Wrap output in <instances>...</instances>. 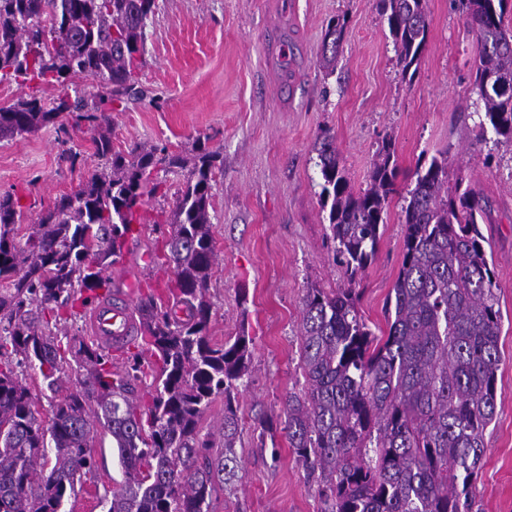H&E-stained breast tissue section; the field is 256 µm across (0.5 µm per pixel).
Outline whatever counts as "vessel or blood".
<instances>
[{
  "instance_id": "b4317fda",
  "label": "vessel or blood",
  "mask_w": 512,
  "mask_h": 512,
  "mask_svg": "<svg viewBox=\"0 0 512 512\" xmlns=\"http://www.w3.org/2000/svg\"><path fill=\"white\" fill-rule=\"evenodd\" d=\"M86 328L92 341L109 353L133 340L136 323L127 305L104 298L88 311Z\"/></svg>"
}]
</instances>
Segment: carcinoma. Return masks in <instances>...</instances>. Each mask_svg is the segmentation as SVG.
I'll use <instances>...</instances> for the list:
<instances>
[{
  "mask_svg": "<svg viewBox=\"0 0 512 512\" xmlns=\"http://www.w3.org/2000/svg\"><path fill=\"white\" fill-rule=\"evenodd\" d=\"M402 74L425 50L426 0H379ZM477 37L475 88L481 125L512 141V26L507 0H458ZM156 0H0V82L30 85L0 107V139L65 118L100 127V170L43 213L25 240L17 200L0 195V512H63L94 468L87 453L94 425L112 436L123 481L107 512H211L216 487L237 481L241 431L236 398L251 365L250 339L222 345L207 336L215 261L210 219L216 153L201 140L190 158L165 147L112 150L102 106L137 93L145 28ZM346 21L329 20L320 66L336 68ZM77 77L97 81L90 97L46 102L40 86ZM315 150L323 179L333 260L353 284L377 253L380 226L396 193L392 141L376 155L367 189L350 184L330 131ZM188 169L166 219L156 265L173 278L137 307L141 343L155 365L151 402L139 408L130 380L146 374L139 350L124 375L109 356L75 337L62 340L54 319L75 318L105 270L123 256L140 223L145 193L157 195L158 170ZM448 151L417 168L403 207V260L387 297V333L377 336L357 311L351 286L307 289L303 299L301 392L281 410L282 431L316 478L324 512H473V483L484 436L497 409L501 333L497 285L480 225L487 206L469 187L448 186ZM75 361L84 377L51 404L48 423L16 368L39 370L57 392ZM224 398L220 444L202 433V415ZM203 463H198L199 459Z\"/></svg>",
  "mask_w": 512,
  "mask_h": 512,
  "instance_id": "carcinoma-1",
  "label": "carcinoma"
}]
</instances>
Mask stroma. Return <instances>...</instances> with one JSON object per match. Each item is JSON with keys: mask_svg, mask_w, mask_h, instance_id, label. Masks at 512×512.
<instances>
[{"mask_svg": "<svg viewBox=\"0 0 512 512\" xmlns=\"http://www.w3.org/2000/svg\"><path fill=\"white\" fill-rule=\"evenodd\" d=\"M427 46L414 75L403 76L377 0H158L146 27L144 90L107 106L112 146L190 150L204 141L218 152L209 209L216 259L207 334L224 343L252 341L250 378L238 395L243 460L236 491L217 490L212 512H322L317 483L290 448L277 420L288 393L300 391L302 301L307 288H343L333 261L323 180L315 145L336 138L354 189L366 188L384 140L394 145L397 191L374 262L358 278L357 310L375 334L387 330L384 308L402 263V208L414 172L438 151L449 153L450 178H462L488 200L482 232L492 253L503 314L497 410L474 482L475 512H512V142L481 127L474 90L476 35L456 0H427ZM347 21L333 73L319 66L328 21ZM90 128L47 125L0 139V195L17 199L19 235L99 166ZM167 194L145 197L144 222L122 259L109 267L112 292L139 295L164 284L167 271L149 255L158 223L184 190L187 175L159 173ZM95 467L75 504L104 512L122 475L112 438L90 443Z\"/></svg>", "mask_w": 512, "mask_h": 512, "instance_id": "35a3bbf8", "label": "stroma"}]
</instances>
